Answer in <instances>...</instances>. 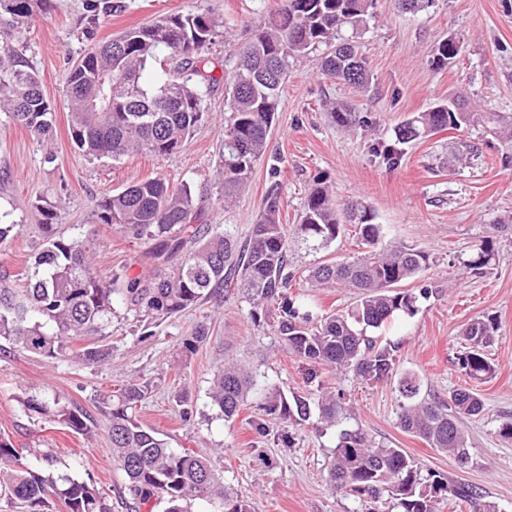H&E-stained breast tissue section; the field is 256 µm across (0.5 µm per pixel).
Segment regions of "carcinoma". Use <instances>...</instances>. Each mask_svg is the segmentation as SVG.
<instances>
[{
	"mask_svg": "<svg viewBox=\"0 0 512 512\" xmlns=\"http://www.w3.org/2000/svg\"><path fill=\"white\" fill-rule=\"evenodd\" d=\"M51 7V0H0V108L37 137L53 132V112L42 91L39 74L14 46L33 15ZM119 0H83L91 25L122 10ZM373 0H281L280 7L247 28L236 69L229 78L224 128V152L219 179L222 189L214 205L231 204L248 183L255 163L268 147L281 86L291 62L322 47V74L357 89L368 86L370 70L355 39L373 18ZM218 22L197 10L166 15L155 23L127 30L100 44L69 70L66 96L74 146L90 156H110L118 162L131 153L166 156L180 149L191 131L208 118L206 96L221 81L206 56L214 44ZM458 41L439 42L433 63L444 68L457 57ZM336 123L354 130L366 119L345 109H334ZM481 125L495 133L512 128V116L501 112H472L456 99L446 100L407 120L395 140L373 142L370 151L382 163L395 167L402 145L442 130ZM99 217L136 238L154 242L149 277L128 276L121 288L105 278L94 264L93 239L70 240L56 233L53 206H41L42 249L14 288L0 286V350L18 347L46 358L66 354L68 343L102 329L112 315V295L152 320L170 318L232 286L252 299L277 304L276 332L288 350L315 364L350 370L368 383L391 376L396 346L382 345L366 335L396 313L412 314L418 296L398 292L397 284L417 277L429 258L406 247H378L379 225L359 200L336 201L328 183L312 180L299 222L281 223L279 184L268 188L265 206L251 235L241 244L229 234L201 224L190 185L172 190L160 178L139 180L112 193L99 204ZM353 224L358 227L361 257L350 263L327 262L314 267L311 280L353 289L356 305L323 317L309 326L310 314L288 294L294 273L288 267V237L310 250L328 247ZM492 251L480 244L466 266L481 269ZM495 326L475 321L465 330L468 346L457 356V367L469 379L485 381L495 373L484 354ZM256 386L253 372L227 363L215 372L211 400L226 420L234 419ZM420 384L406 374L399 391L408 403L401 406L399 426L447 453L461 465L470 460L464 420L478 417L484 403L469 388L454 390L449 400L413 401ZM144 387L126 384L101 399L107 408L103 430L112 458L125 473L130 512L153 501L165 512H190L203 501L215 512H251L249 496L224 486L209 459L185 449L170 448L156 432L138 423L135 410ZM21 403L26 411L72 432L87 436L98 428L85 411L58 398L34 392ZM319 419L331 425L347 418L342 397L324 393L316 403ZM262 410L300 425L311 417L308 398H287L271 389L263 393ZM332 490L362 496L376 503L385 499L387 512H435V503L448 494L468 505L469 512H495L476 488L455 484L448 477L424 470L398 448L375 443L361 429H343L329 469ZM64 502L68 512H112V502L91 482L69 476L61 484H47L21 462L19 451L0 441V500L24 512H49L50 500Z\"/></svg>",
	"mask_w": 512,
	"mask_h": 512,
	"instance_id": "carcinoma-1",
	"label": "carcinoma"
}]
</instances>
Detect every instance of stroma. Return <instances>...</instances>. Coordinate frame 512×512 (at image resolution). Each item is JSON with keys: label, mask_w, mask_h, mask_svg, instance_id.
<instances>
[{"label": "stroma", "mask_w": 512, "mask_h": 512, "mask_svg": "<svg viewBox=\"0 0 512 512\" xmlns=\"http://www.w3.org/2000/svg\"><path fill=\"white\" fill-rule=\"evenodd\" d=\"M124 8L93 28L83 20V0H52L36 13L26 34L24 57L40 75L54 108L55 128L42 140L0 111V224L13 225L0 244V271L24 274L42 243L41 203L56 213L57 232L68 239L95 240L96 266L104 275L136 276L151 270L152 244L98 219V205L112 191L134 180L164 178L190 185L213 229L246 241L272 182L281 184L284 223L295 224L314 177L326 178L337 199L356 197L380 226V243L425 252L429 267L401 283L404 292L428 289L415 314H396L378 329L381 342L398 344L392 377L367 383L353 373L315 365L291 354L270 325L263 305L238 289L205 300L166 320L144 326L122 296L112 297V320L100 334L70 344L69 355L45 358L15 350L0 353V439L22 452L23 463L46 482L62 476L90 481L121 503L125 474L112 460L105 432L93 440L32 417L21 399L36 388L86 409L103 420L99 397L121 385L146 388L137 420L175 450L210 456L227 487L247 493L254 512H368L369 502L332 492L327 465L339 429L318 416L296 425L260 410L250 395L238 416L225 420L209 398L213 374L227 362L256 369L258 383L285 396L317 397L319 388L342 390L351 415L348 428L404 449L425 469L479 488L497 512H512V439L500 435L512 421V161L501 139L482 129L443 130L404 147L395 167L375 160L370 143L390 139L410 116L451 97L467 100L479 112L512 113V0H435L417 14L397 11L391 0H375L374 17L358 44L369 62L364 91L326 79L316 57L294 63L280 94L271 128L270 149L257 161L249 184L235 204L213 208L219 189L217 169L224 144L225 86L206 97L209 120L202 122L178 152L162 157L135 154L115 162L79 152L70 135L66 77L94 44L151 23L161 16L202 9L220 22L208 54L217 74H231L247 22L274 12L280 0H122ZM455 36L460 52L438 68V43ZM360 112L366 130L337 126L327 103ZM476 143L477 156L457 161L460 141ZM493 257L485 268L463 262L482 243ZM360 252L354 230L328 248H290L296 278L290 293L313 319L351 308L356 295L334 285L307 282L309 269L324 261H350ZM494 319L497 330L487 349L496 372L474 385L484 402L481 416L466 420L472 460L459 465L448 454L402 431L398 413L403 397L399 379L414 374L420 397L448 399L470 384L454 365L474 320ZM206 340L196 351L183 347L197 326ZM150 337H143L144 329ZM111 349L104 363L79 357L84 346ZM190 408V420L181 411ZM55 457L54 465L41 461Z\"/></svg>", "instance_id": "stroma-1"}]
</instances>
